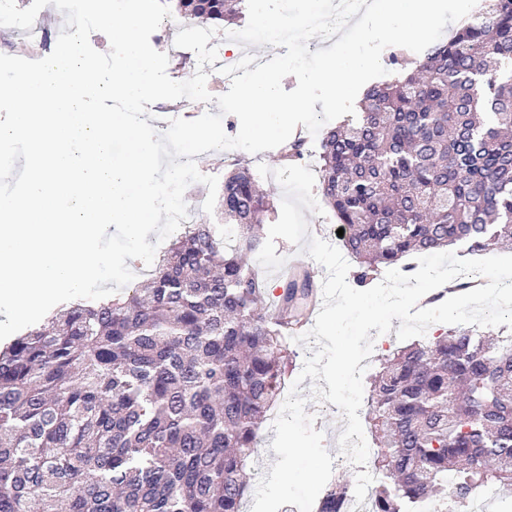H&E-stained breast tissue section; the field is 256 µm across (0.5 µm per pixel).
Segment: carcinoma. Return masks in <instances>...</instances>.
Segmentation results:
<instances>
[{
	"label": "carcinoma",
	"mask_w": 512,
	"mask_h": 512,
	"mask_svg": "<svg viewBox=\"0 0 512 512\" xmlns=\"http://www.w3.org/2000/svg\"><path fill=\"white\" fill-rule=\"evenodd\" d=\"M222 26L247 0H174ZM360 111L320 141V189L364 286L412 253L512 242V0H489L446 42L399 48ZM225 223L186 226L143 292L77 300L0 347V512H240L247 461L288 368L286 326L246 260L264 245L270 194L239 162ZM372 512L496 484L512 498V338L458 329L392 353L371 378ZM325 486L317 512H345Z\"/></svg>",
	"instance_id": "obj_1"
}]
</instances>
